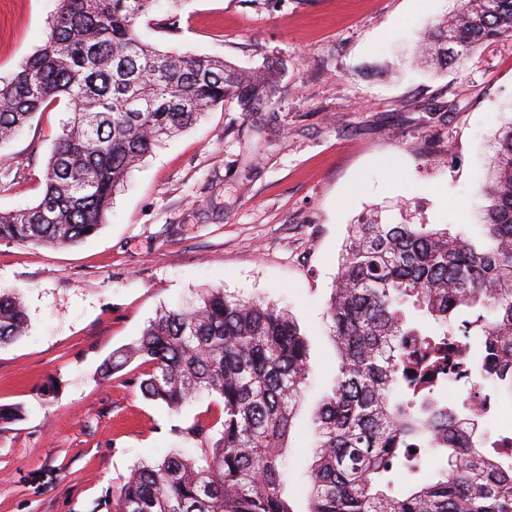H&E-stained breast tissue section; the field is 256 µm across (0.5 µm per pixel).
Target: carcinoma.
Instances as JSON below:
<instances>
[{
  "label": "carcinoma",
  "instance_id": "cac0c4a2",
  "mask_svg": "<svg viewBox=\"0 0 512 512\" xmlns=\"http://www.w3.org/2000/svg\"><path fill=\"white\" fill-rule=\"evenodd\" d=\"M57 2L43 46L0 79V143L63 98L73 109L38 201L0 211V240L19 244L92 236L155 147L226 102L258 111L278 82L272 64L243 69L145 43L139 26L158 0ZM502 37H512V0H466L420 49L445 69ZM480 194V245L446 227L350 225L328 305L338 374L316 415L307 512H512V446L481 429L498 417L483 389L512 401V124L495 140ZM27 331L19 295L0 288V346ZM135 359L148 366L134 378L146 400L178 415L206 393L219 412L172 426L193 454L135 466L118 496L90 512H293L281 450L309 364L291 315L209 288L161 310L100 378ZM461 383L466 394L449 397ZM433 455L428 481L380 488L385 474H411Z\"/></svg>",
  "mask_w": 512,
  "mask_h": 512
}]
</instances>
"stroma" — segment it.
<instances>
[{"mask_svg": "<svg viewBox=\"0 0 512 512\" xmlns=\"http://www.w3.org/2000/svg\"><path fill=\"white\" fill-rule=\"evenodd\" d=\"M462 0H160L141 23L163 50L276 65L274 102L211 109L157 147L116 194L107 222L67 247L0 240V287L17 291L28 334L0 347V512H90L141 461L181 445L166 405L146 401L131 362L99 378L162 309L205 288L286 310L307 342L309 383L282 450L294 512H306L314 417L338 357L327 304L348 226L445 224L482 242L477 190L512 119V38L462 66L411 58L430 21ZM56 0H0V77L43 44ZM181 18L163 31L159 19ZM69 117L61 101L0 145V210L31 206Z\"/></svg>", "mask_w": 512, "mask_h": 512, "instance_id": "35a3bbf8", "label": "stroma"}]
</instances>
